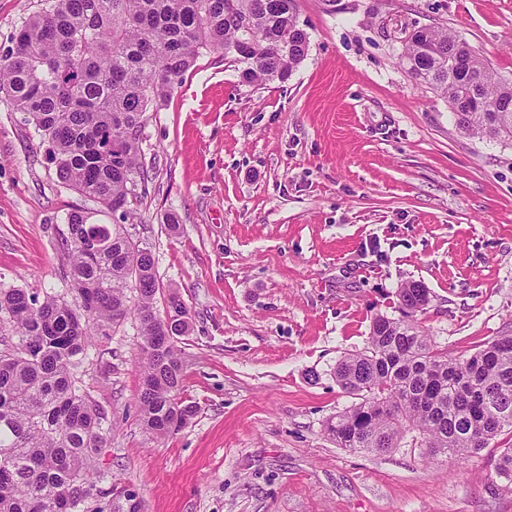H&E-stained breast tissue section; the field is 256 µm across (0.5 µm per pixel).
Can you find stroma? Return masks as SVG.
Returning a JSON list of instances; mask_svg holds the SVG:
<instances>
[{"label": "stroma", "mask_w": 512, "mask_h": 512, "mask_svg": "<svg viewBox=\"0 0 512 512\" xmlns=\"http://www.w3.org/2000/svg\"><path fill=\"white\" fill-rule=\"evenodd\" d=\"M307 57L284 83H239L199 56L141 144L150 172L127 230L178 286L181 396L197 412L155 438L140 425V325L81 357L110 431L98 468L143 512H512L493 478L502 431L466 463L403 440L338 447L336 383L402 283L432 302L423 331L449 355L512 335V146L461 133L402 56L410 33L459 34L512 80V0H298ZM93 201L60 182L47 147L0 94V288L66 295L67 216ZM180 217L177 230L165 212Z\"/></svg>", "instance_id": "obj_1"}]
</instances>
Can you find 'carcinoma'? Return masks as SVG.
I'll return each mask as SVG.
<instances>
[{
  "label": "carcinoma",
  "instance_id": "cac0c4a2",
  "mask_svg": "<svg viewBox=\"0 0 512 512\" xmlns=\"http://www.w3.org/2000/svg\"><path fill=\"white\" fill-rule=\"evenodd\" d=\"M309 43L296 0H45L23 22L0 59V91L48 143L62 182L101 212H121V223L92 224L83 210L68 215L70 299L0 289V322L19 338L0 352V512H103L89 502L106 496L112 512H140L125 488L101 487L105 416L77 388L75 368L91 336L130 313L132 281L146 355L143 429L165 437L194 415L180 397L176 348L189 331L188 309L171 287L165 315L157 312L155 258L124 226L146 194L140 145L149 113L205 51H223L241 84L260 86L288 81ZM403 60L415 80L447 99L464 134L512 143V80L466 41L421 27ZM430 303L422 283L402 284L400 317L375 315L367 347L336 363V381L358 399L327 423L338 447L387 452L412 430L429 455L468 461L512 429V335L451 357L417 324ZM495 473L512 483V448L502 449Z\"/></svg>",
  "mask_w": 512,
  "mask_h": 512
}]
</instances>
